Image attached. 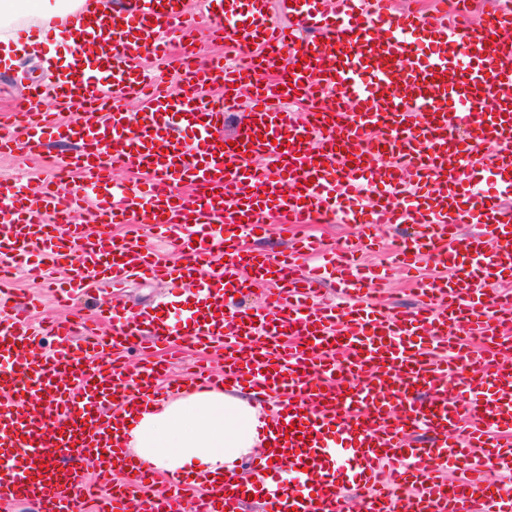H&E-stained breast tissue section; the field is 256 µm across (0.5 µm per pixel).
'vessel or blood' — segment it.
<instances>
[{
    "label": "vessel or blood",
    "instance_id": "obj_1",
    "mask_svg": "<svg viewBox=\"0 0 512 512\" xmlns=\"http://www.w3.org/2000/svg\"><path fill=\"white\" fill-rule=\"evenodd\" d=\"M446 10L394 11L392 0H203L209 37L235 48L196 60L189 0H127L82 24L95 58L56 64L50 87L0 113V154L39 155L51 137L70 151L52 161L33 208L28 186L0 181V262L44 277L66 266L62 300L133 274L191 283L194 305L173 321L177 295L152 310H101L112 331L34 326L0 282V501L76 512L85 465L109 485L100 512H512V0H495L479 26ZM165 60L188 87L175 96L141 68ZM220 86V101L204 88ZM249 88L248 119L226 134V112ZM50 95L57 109L37 103ZM137 112L129 113L124 102ZM81 112L64 122L58 112ZM142 175L134 187L114 172ZM80 185L60 206L61 174ZM108 238L72 222L86 193ZM281 224L327 218L360 224L341 248L313 238L268 254L243 239ZM415 231L388 254L417 282L415 310L374 303L381 278L360 262L377 230ZM173 239L185 260L166 264L151 239ZM270 289L251 310L238 297ZM332 285L339 302L319 301ZM463 325L464 336L449 334ZM53 350L40 355L42 336ZM186 341L223 352L198 388L248 386L282 398L267 446L249 473L206 484L172 479L147 491L150 470L110 437L128 406L156 397L159 366L130 371L132 346ZM462 372L461 392L448 376Z\"/></svg>",
    "mask_w": 512,
    "mask_h": 512
}]
</instances>
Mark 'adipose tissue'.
I'll use <instances>...</instances> for the list:
<instances>
[{
	"label": "adipose tissue",
	"mask_w": 512,
	"mask_h": 512,
	"mask_svg": "<svg viewBox=\"0 0 512 512\" xmlns=\"http://www.w3.org/2000/svg\"><path fill=\"white\" fill-rule=\"evenodd\" d=\"M43 16L38 0H0V55L46 46L44 36L20 42L12 34L20 22ZM269 425V413L250 393L202 389L125 413L123 444L148 468L193 479L237 469L264 446Z\"/></svg>",
	"instance_id": "1"
}]
</instances>
